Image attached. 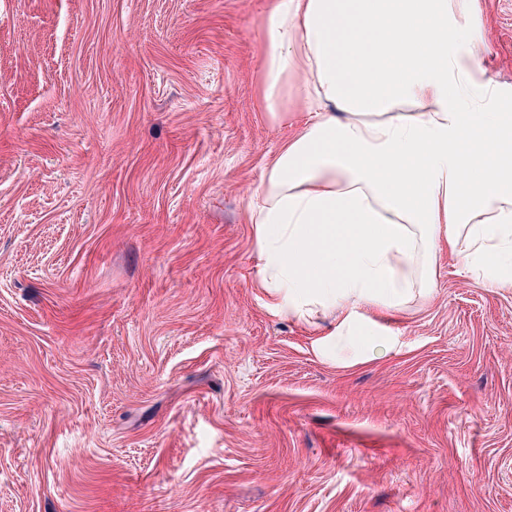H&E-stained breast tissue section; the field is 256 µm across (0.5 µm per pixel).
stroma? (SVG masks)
Here are the masks:
<instances>
[{"label": "stroma", "instance_id": "obj_1", "mask_svg": "<svg viewBox=\"0 0 512 512\" xmlns=\"http://www.w3.org/2000/svg\"><path fill=\"white\" fill-rule=\"evenodd\" d=\"M269 4L0 0V512H512V290L441 254L370 360L266 306Z\"/></svg>", "mask_w": 512, "mask_h": 512}]
</instances>
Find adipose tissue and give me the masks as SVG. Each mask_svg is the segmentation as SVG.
<instances>
[{
  "mask_svg": "<svg viewBox=\"0 0 512 512\" xmlns=\"http://www.w3.org/2000/svg\"><path fill=\"white\" fill-rule=\"evenodd\" d=\"M475 0H272L260 105L295 126L247 197L267 305L334 315L337 356L429 297L441 249L512 289V94L476 66ZM301 109L289 110V99Z\"/></svg>",
  "mask_w": 512,
  "mask_h": 512,
  "instance_id": "obj_1",
  "label": "adipose tissue"
}]
</instances>
